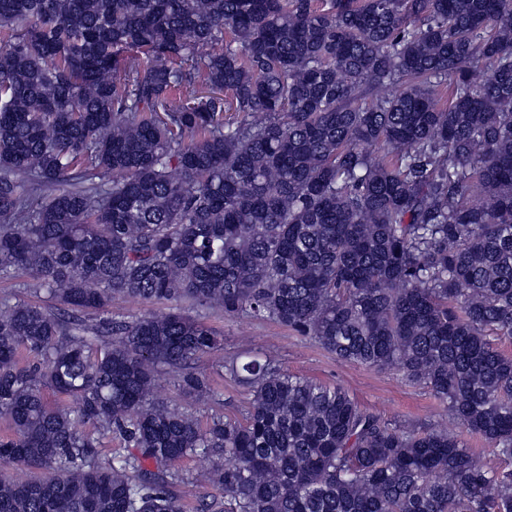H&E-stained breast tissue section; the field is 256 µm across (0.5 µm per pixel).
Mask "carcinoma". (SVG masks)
<instances>
[{"label":"carcinoma","mask_w":512,"mask_h":512,"mask_svg":"<svg viewBox=\"0 0 512 512\" xmlns=\"http://www.w3.org/2000/svg\"><path fill=\"white\" fill-rule=\"evenodd\" d=\"M18 272L70 312L0 303V467L52 473L0 474V512H182L192 455L224 495L200 512H512L511 469L269 358L215 361L250 403L203 430L155 377L214 396L192 362L222 338L112 313L275 321L429 388L512 461V0H0ZM96 433L129 450L100 460ZM175 307L166 300H132L116 298L112 301V310L131 316H163Z\"/></svg>","instance_id":"carcinoma-1"}]
</instances>
